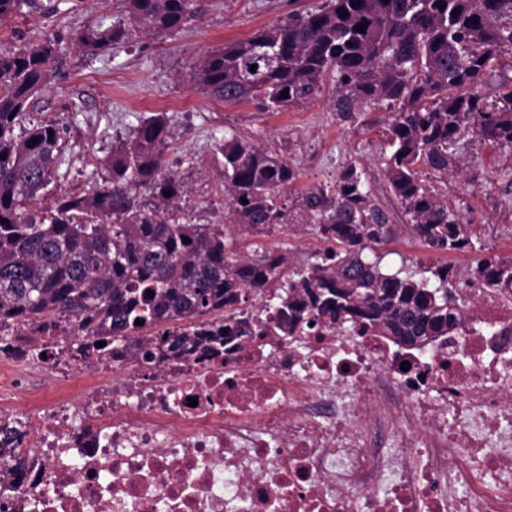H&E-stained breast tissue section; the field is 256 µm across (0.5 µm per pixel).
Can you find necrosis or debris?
I'll return each mask as SVG.
<instances>
[{"instance_id":"necrosis-or-debris-1","label":"necrosis or debris","mask_w":512,"mask_h":512,"mask_svg":"<svg viewBox=\"0 0 512 512\" xmlns=\"http://www.w3.org/2000/svg\"><path fill=\"white\" fill-rule=\"evenodd\" d=\"M453 286L463 327L415 351L316 329L147 361L80 352L69 319L0 323L38 354L0 363L25 461L0 512H512V288Z\"/></svg>"}]
</instances>
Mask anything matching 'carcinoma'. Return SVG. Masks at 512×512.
<instances>
[{"label": "carcinoma", "instance_id": "1", "mask_svg": "<svg viewBox=\"0 0 512 512\" xmlns=\"http://www.w3.org/2000/svg\"><path fill=\"white\" fill-rule=\"evenodd\" d=\"M126 2L124 23L75 32L77 48L102 53L140 34L179 31L202 12L195 0ZM505 53L512 55V0H322L208 52L189 84L226 103L252 100L282 112L321 97L330 78L344 122L387 104L384 176L425 246L462 252L471 245L468 225L434 197L419 167L453 169L449 148L465 136L512 146V84L497 105L484 92ZM62 67L48 36L0 49L1 321L64 314L114 345L128 337L145 343L147 360L218 357L257 336H293L318 325L422 348L459 326L461 310L448 306L457 301L448 295V265L382 270L371 249L389 239L392 225L353 163L291 208L286 197L297 170L226 135L217 146L226 223L188 222L184 184L167 169L163 112L140 119L128 139L112 145L88 189L58 197L50 215L36 218L30 206L54 180L65 142L51 122L16 129ZM286 224L312 225L329 247L299 268L285 250L242 256L233 247L241 230L261 235ZM473 273L483 288L507 287L512 258L478 259ZM255 296L265 299L264 322L247 313ZM217 312L224 323L209 318Z\"/></svg>", "mask_w": 512, "mask_h": 512}]
</instances>
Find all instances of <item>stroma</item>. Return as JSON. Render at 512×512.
Here are the masks:
<instances>
[{
    "mask_svg": "<svg viewBox=\"0 0 512 512\" xmlns=\"http://www.w3.org/2000/svg\"><path fill=\"white\" fill-rule=\"evenodd\" d=\"M205 10L182 30L142 35L130 44L88 55L71 43L75 31L125 21L124 0H34L19 16L0 22V48L19 46L46 35L60 42L65 65L38 94L21 128L49 121L64 131V161L38 211L58 196L86 189L109 155L114 140L130 135L139 119L163 112L169 118V168L183 181L187 212L202 224L224 221V167L216 143L236 133L263 150L280 155L299 178L293 194L336 180L348 164L366 171L374 203L389 216L390 239L378 248L386 267H430L449 261L471 263L480 256L512 255V146L464 137L452 151L458 163L443 173L422 169L424 184L468 224L472 249L447 254L426 249L414 235L400 203L384 178L380 159L387 146V108L368 109L354 121L336 117L334 88L319 99L283 112L261 111L255 102L226 103L190 89L192 66L227 42L245 40L291 12L317 7L320 0H203ZM238 251L288 248L301 264L320 242L313 228L290 224L268 235L239 233Z\"/></svg>",
    "mask_w": 512,
    "mask_h": 512,
    "instance_id": "35a3bbf8",
    "label": "stroma"
}]
</instances>
